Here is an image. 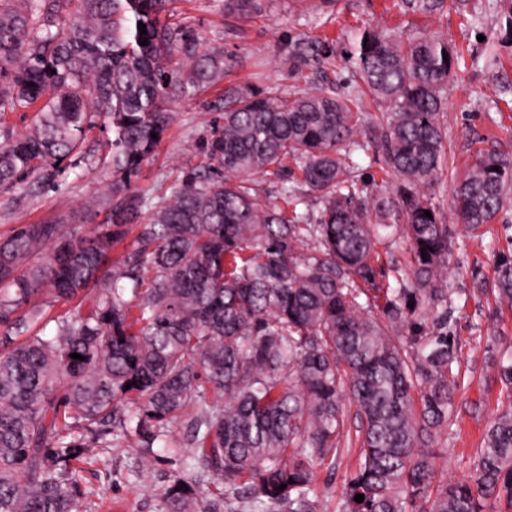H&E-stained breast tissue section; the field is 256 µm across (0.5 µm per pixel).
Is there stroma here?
<instances>
[{
  "label": "stroma",
  "mask_w": 512,
  "mask_h": 512,
  "mask_svg": "<svg viewBox=\"0 0 512 512\" xmlns=\"http://www.w3.org/2000/svg\"><path fill=\"white\" fill-rule=\"evenodd\" d=\"M257 5L251 17L238 18L225 14L224 0H175V20L195 29L202 48H223L234 62L222 83L171 103L174 120L135 181V194L160 200L186 172L204 166L200 144L224 110L225 86L292 90L291 44L306 37L331 44L333 55L325 63L308 62L303 75L345 89L352 64L344 51L356 31L377 25L403 34H439L462 54L448 83V183L463 177L478 150L512 156V108L498 98L500 80L512 81V36L506 33L512 0H448L443 13L430 17L406 12L401 0H258ZM84 147L90 167L56 176L31 192L0 188V234L58 216L91 230L87 204L110 192L111 137L92 129ZM452 201L449 191L440 200L451 232L442 285L455 299L448 330L459 338L465 380L453 399L457 422L432 449L440 474L462 480L474 472L475 450L487 423L512 405L494 367L496 357L512 351V308L496 303L493 295L473 292L477 283H492L498 255L512 252V205L472 234L458 223ZM190 434L182 420L171 425L167 444L149 450L97 449L79 463L75 477L98 502L97 512H166L163 492L175 477H188L206 489L216 483L201 466L187 468L179 446ZM355 467L351 453L319 467L320 512H340Z\"/></svg>",
  "instance_id": "obj_1"
}]
</instances>
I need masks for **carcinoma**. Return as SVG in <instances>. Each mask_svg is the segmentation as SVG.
<instances>
[{"instance_id":"1","label":"carcinoma","mask_w":512,"mask_h":512,"mask_svg":"<svg viewBox=\"0 0 512 512\" xmlns=\"http://www.w3.org/2000/svg\"><path fill=\"white\" fill-rule=\"evenodd\" d=\"M172 2L0 0V115L33 112L28 130L0 141V186L33 190L78 167L89 130L112 133L105 220L88 234L58 218L0 237V512H93L74 461L151 448L189 408L182 453L220 487L211 498L175 478L167 512H319L317 468L345 452L347 405L361 430L343 512H484L489 499L512 512V410L487 427L469 480H437L430 450L454 424L459 376L454 300L438 286L450 234L434 202L447 183L456 51L437 34L368 27L348 51L342 93L227 88L207 167L133 226L126 197L173 120L169 104L232 62L166 22ZM402 2L425 15L445 8ZM256 9L224 0L239 17ZM329 52L301 38L292 68ZM368 100L386 105L369 134ZM372 151L379 180L360 174ZM259 176L274 179L279 201L257 202ZM511 200L512 158L492 151L453 192L472 233ZM133 231L134 247L112 259ZM385 234L408 247L410 266L380 284ZM495 286L511 306L512 256ZM82 294L87 314L59 320L52 336L30 333L45 308ZM496 368L511 390L512 354Z\"/></svg>"}]
</instances>
